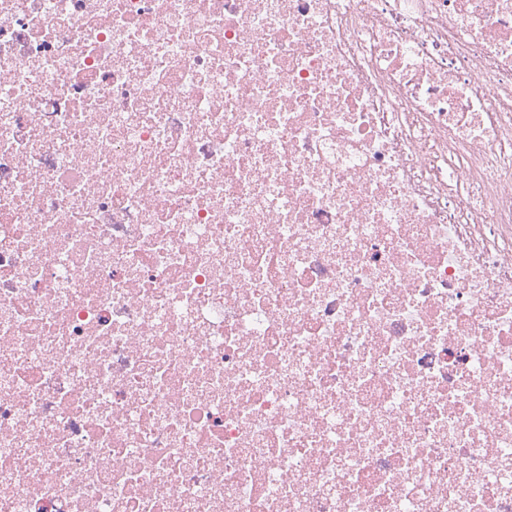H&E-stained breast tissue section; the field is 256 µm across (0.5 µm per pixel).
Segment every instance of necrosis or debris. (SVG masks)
Segmentation results:
<instances>
[{"mask_svg": "<svg viewBox=\"0 0 512 512\" xmlns=\"http://www.w3.org/2000/svg\"><path fill=\"white\" fill-rule=\"evenodd\" d=\"M0 512H512V0H0Z\"/></svg>", "mask_w": 512, "mask_h": 512, "instance_id": "obj_1", "label": "necrosis or debris"}]
</instances>
